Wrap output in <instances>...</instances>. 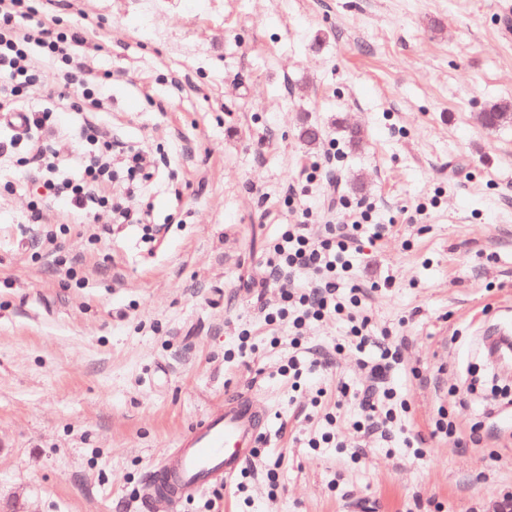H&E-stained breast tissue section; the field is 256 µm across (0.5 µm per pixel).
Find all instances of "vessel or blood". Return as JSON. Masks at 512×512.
I'll return each mask as SVG.
<instances>
[{"instance_id":"vessel-or-blood-1","label":"vessel or blood","mask_w":512,"mask_h":512,"mask_svg":"<svg viewBox=\"0 0 512 512\" xmlns=\"http://www.w3.org/2000/svg\"><path fill=\"white\" fill-rule=\"evenodd\" d=\"M264 428L265 416L250 394L225 398L223 411L201 416L160 459L144 486V501L162 497L178 505L233 476L253 458Z\"/></svg>"}]
</instances>
